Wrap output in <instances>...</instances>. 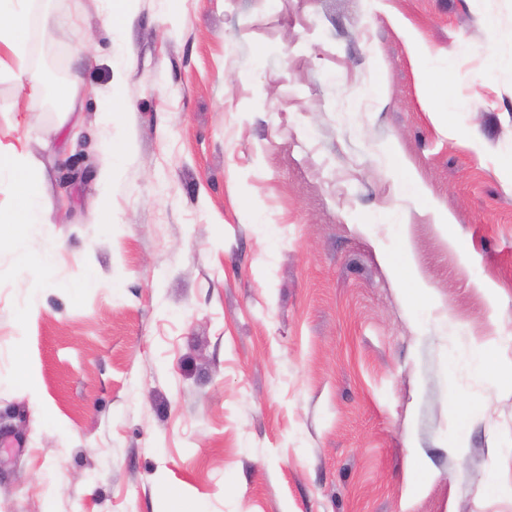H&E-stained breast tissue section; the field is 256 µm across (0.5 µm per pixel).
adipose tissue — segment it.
Segmentation results:
<instances>
[{
	"label": "adipose tissue",
	"mask_w": 512,
	"mask_h": 512,
	"mask_svg": "<svg viewBox=\"0 0 512 512\" xmlns=\"http://www.w3.org/2000/svg\"><path fill=\"white\" fill-rule=\"evenodd\" d=\"M28 23L27 0H0V44L9 46L16 54H24L25 45L21 33L27 29ZM3 178L14 183L19 195L18 209L10 219L19 241L15 252L16 264L23 269L34 266L43 275H51L56 264V247L32 250L24 244L32 226L43 223L49 210L40 181L31 175L24 154L0 149V179Z\"/></svg>",
	"instance_id": "1"
}]
</instances>
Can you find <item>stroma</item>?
<instances>
[{"mask_svg":"<svg viewBox=\"0 0 512 512\" xmlns=\"http://www.w3.org/2000/svg\"><path fill=\"white\" fill-rule=\"evenodd\" d=\"M109 9L31 4L65 122L0 45V144L51 203L30 245L61 246L20 269L0 223V512H512L481 496L512 484V0Z\"/></svg>","mask_w":512,"mask_h":512,"instance_id":"stroma-1","label":"stroma"}]
</instances>
